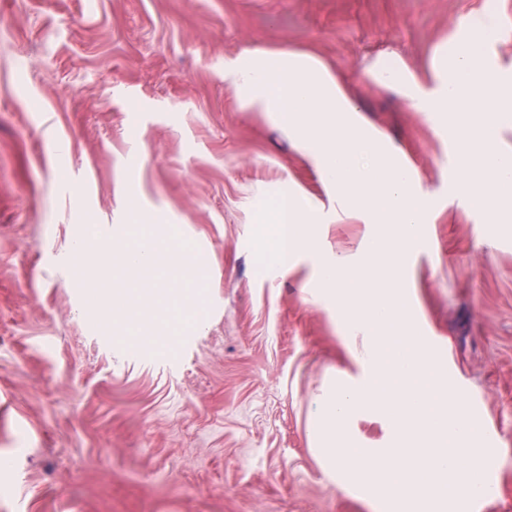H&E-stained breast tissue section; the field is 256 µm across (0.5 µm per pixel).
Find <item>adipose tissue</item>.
<instances>
[{
    "label": "adipose tissue",
    "mask_w": 512,
    "mask_h": 512,
    "mask_svg": "<svg viewBox=\"0 0 512 512\" xmlns=\"http://www.w3.org/2000/svg\"><path fill=\"white\" fill-rule=\"evenodd\" d=\"M421 107L437 113L452 131L462 150L469 183H490L500 197H512V158L492 148L498 137L494 114L512 112V81L491 70L484 51L474 41L456 46L449 78L434 95L422 100ZM199 263L198 256L167 246L159 225L124 248L89 249L79 244L72 255L73 270L84 287L107 303L114 334L136 335L143 344L152 342L157 325L130 309L131 297L148 305L155 295V276L162 269L180 265L191 271Z\"/></svg>",
    "instance_id": "obj_1"
}]
</instances>
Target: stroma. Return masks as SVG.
Segmentation results:
<instances>
[{"mask_svg": "<svg viewBox=\"0 0 512 512\" xmlns=\"http://www.w3.org/2000/svg\"><path fill=\"white\" fill-rule=\"evenodd\" d=\"M472 15L512 77V0H0V512H382L326 479L312 437L310 398L359 375L361 334L312 293L311 258L284 271L252 243L285 191L326 254L358 258L374 227L237 105L224 62L255 46L318 57L416 172L429 242L405 299L494 435L476 512H512V223L452 183V136L419 105ZM390 66L413 97L377 80ZM138 210L203 258L168 349L114 339L72 273L79 236L121 247Z\"/></svg>", "mask_w": 512, "mask_h": 512, "instance_id": "obj_1", "label": "stroma"}]
</instances>
